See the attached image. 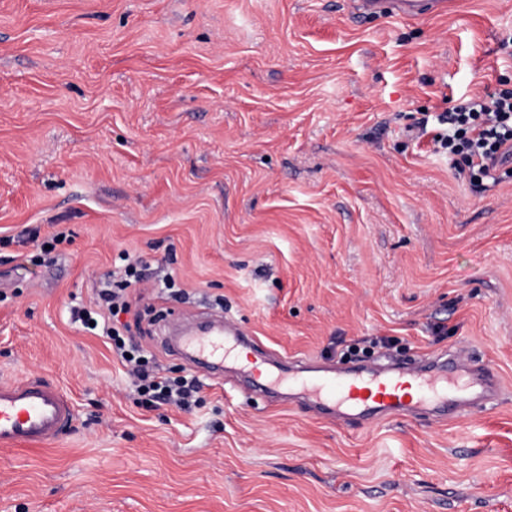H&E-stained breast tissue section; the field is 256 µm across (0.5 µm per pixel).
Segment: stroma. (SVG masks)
<instances>
[{"mask_svg": "<svg viewBox=\"0 0 512 512\" xmlns=\"http://www.w3.org/2000/svg\"><path fill=\"white\" fill-rule=\"evenodd\" d=\"M510 87L512 0H0V381L73 402L55 443L0 449V512H512V174L473 192L411 134ZM26 228L74 236L36 265ZM124 251L138 341L190 407L144 403L71 319ZM206 315L311 370L463 347L499 390L341 422L168 347ZM396 15L420 17L425 14H444L448 11L447 0H393Z\"/></svg>", "mask_w": 512, "mask_h": 512, "instance_id": "1", "label": "stroma"}]
</instances>
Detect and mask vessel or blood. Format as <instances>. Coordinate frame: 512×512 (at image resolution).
<instances>
[{
  "label": "vessel or blood",
  "mask_w": 512,
  "mask_h": 512,
  "mask_svg": "<svg viewBox=\"0 0 512 512\" xmlns=\"http://www.w3.org/2000/svg\"><path fill=\"white\" fill-rule=\"evenodd\" d=\"M392 9L394 14L409 17L443 14L448 0H392ZM241 343L239 331L227 324L185 329L181 348L192 364L205 369L223 359L225 350L236 349ZM449 358L452 369L448 372H422L408 366L386 370L370 367L355 374L322 378L291 376L287 382L329 408L369 416H408L420 406L445 415L491 396L492 375H471L462 350L452 351ZM70 417L71 405L58 386L43 379L0 382L1 448L49 445Z\"/></svg>",
  "instance_id": "b4317fda"
}]
</instances>
